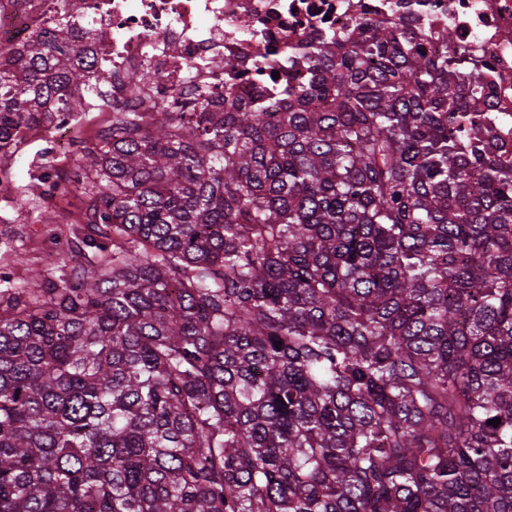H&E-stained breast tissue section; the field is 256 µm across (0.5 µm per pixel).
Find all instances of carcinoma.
<instances>
[{
  "instance_id": "1",
  "label": "carcinoma",
  "mask_w": 512,
  "mask_h": 512,
  "mask_svg": "<svg viewBox=\"0 0 512 512\" xmlns=\"http://www.w3.org/2000/svg\"><path fill=\"white\" fill-rule=\"evenodd\" d=\"M12 2L0 172L112 85L103 23ZM441 42L355 20L286 96L112 113L94 269L0 289V512H512V160ZM2 2L0 6V47L6 48L17 43L33 27L35 14L18 11L16 6Z\"/></svg>"
}]
</instances>
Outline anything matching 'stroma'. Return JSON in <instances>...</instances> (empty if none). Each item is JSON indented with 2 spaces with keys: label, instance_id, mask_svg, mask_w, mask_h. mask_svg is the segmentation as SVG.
Instances as JSON below:
<instances>
[{
  "label": "stroma",
  "instance_id": "35a3bbf8",
  "mask_svg": "<svg viewBox=\"0 0 512 512\" xmlns=\"http://www.w3.org/2000/svg\"><path fill=\"white\" fill-rule=\"evenodd\" d=\"M112 122L110 110L93 109L80 119L73 133L61 135L58 146H51L50 132L33 133L15 163L18 183L29 181L28 171L43 165L60 186L52 196L30 197L25 207H18L15 190L0 192V273L8 274L13 283H27L36 272H44L60 281L70 279V260L52 252L45 242L44 224L39 213H46L67 236L80 232L85 213V198L64 181L77 165L83 148L95 146L101 132Z\"/></svg>",
  "mask_w": 512,
  "mask_h": 512
}]
</instances>
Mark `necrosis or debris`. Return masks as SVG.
I'll list each match as a JSON object with an SVG mask.
<instances>
[{"instance_id": "necrosis-or-debris-1", "label": "necrosis or debris", "mask_w": 512, "mask_h": 512, "mask_svg": "<svg viewBox=\"0 0 512 512\" xmlns=\"http://www.w3.org/2000/svg\"><path fill=\"white\" fill-rule=\"evenodd\" d=\"M95 13L108 27L95 45L112 62V107L138 101L183 112L188 88L224 96L225 84L265 96L300 84L316 44L352 21L374 27L403 20L426 49L443 46L471 61L486 86L483 108L512 151V0H66L70 17ZM223 60V70L213 61ZM146 67L155 80L146 96L127 83Z\"/></svg>"}]
</instances>
